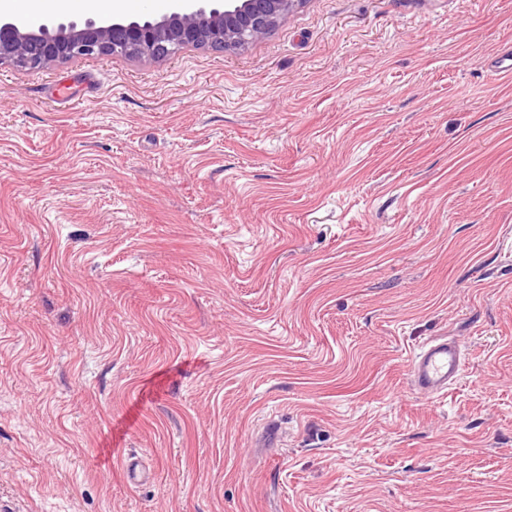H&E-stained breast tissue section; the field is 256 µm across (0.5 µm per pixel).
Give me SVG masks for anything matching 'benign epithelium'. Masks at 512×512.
I'll return each instance as SVG.
<instances>
[{
  "mask_svg": "<svg viewBox=\"0 0 512 512\" xmlns=\"http://www.w3.org/2000/svg\"><path fill=\"white\" fill-rule=\"evenodd\" d=\"M303 0H170L158 17L0 18V65L31 70L78 56L163 60L185 47L239 50L257 42Z\"/></svg>",
  "mask_w": 512,
  "mask_h": 512,
  "instance_id": "1",
  "label": "benign epithelium"
}]
</instances>
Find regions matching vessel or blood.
Instances as JSON below:
<instances>
[{
  "label": "vessel or blood",
  "instance_id": "b4317fda",
  "mask_svg": "<svg viewBox=\"0 0 512 512\" xmlns=\"http://www.w3.org/2000/svg\"><path fill=\"white\" fill-rule=\"evenodd\" d=\"M464 359L462 345L454 339H437L416 353L410 364L412 385L429 396L447 393L459 378Z\"/></svg>",
  "mask_w": 512,
  "mask_h": 512
}]
</instances>
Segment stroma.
Segmentation results:
<instances>
[{
  "mask_svg": "<svg viewBox=\"0 0 512 512\" xmlns=\"http://www.w3.org/2000/svg\"><path fill=\"white\" fill-rule=\"evenodd\" d=\"M510 48L512 0H303L0 65V512H512ZM463 359L464 350L457 340L448 337L433 340L413 356L410 381L426 395H443L459 378Z\"/></svg>",
  "mask_w": 512,
  "mask_h": 512,
  "instance_id": "35a3bbf8",
  "label": "stroma"
}]
</instances>
